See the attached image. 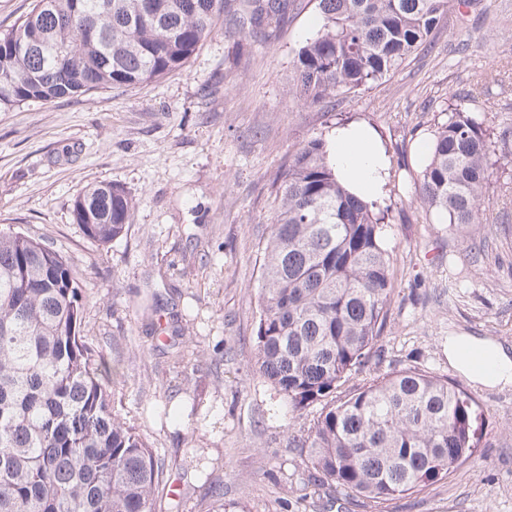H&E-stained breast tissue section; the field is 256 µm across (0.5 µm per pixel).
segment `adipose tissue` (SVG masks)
Masks as SVG:
<instances>
[{
    "label": "adipose tissue",
    "mask_w": 512,
    "mask_h": 512,
    "mask_svg": "<svg viewBox=\"0 0 512 512\" xmlns=\"http://www.w3.org/2000/svg\"><path fill=\"white\" fill-rule=\"evenodd\" d=\"M328 146L336 178L351 193L365 199L383 195L390 163L368 126L361 123L339 126ZM448 363L480 385L512 386V355L493 340L449 337Z\"/></svg>",
    "instance_id": "obj_1"
}]
</instances>
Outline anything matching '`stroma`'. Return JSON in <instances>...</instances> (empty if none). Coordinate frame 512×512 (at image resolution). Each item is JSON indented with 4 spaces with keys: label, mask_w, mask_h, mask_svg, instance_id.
<instances>
[{
    "label": "stroma",
    "mask_w": 512,
    "mask_h": 512,
    "mask_svg": "<svg viewBox=\"0 0 512 512\" xmlns=\"http://www.w3.org/2000/svg\"><path fill=\"white\" fill-rule=\"evenodd\" d=\"M296 0L265 42L223 26L186 67L133 89H99L0 112V226L43 239L82 273L81 334L117 369L112 408L164 464L157 512H512V387L448 365L452 335L512 353V0L451 8L427 47L369 89L307 108L288 93L313 36ZM486 110L494 176L485 223L453 230L411 201L416 140L451 106ZM374 127L391 161L384 197L393 293L367 366L346 389L394 370L427 371L472 400L478 445L443 480L384 506L320 482L290 439L291 412L255 368L258 248L270 184L305 140L340 121ZM123 185L135 207L106 245L74 224L89 185ZM224 487L223 498L207 493Z\"/></svg>",
    "instance_id": "1"
}]
</instances>
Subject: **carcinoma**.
Returning a JSON list of instances; mask_svg holds the SVG:
<instances>
[{
	"mask_svg": "<svg viewBox=\"0 0 512 512\" xmlns=\"http://www.w3.org/2000/svg\"><path fill=\"white\" fill-rule=\"evenodd\" d=\"M0 34V112L28 102L135 88L182 69L224 14V36L269 39L290 0H48ZM465 0H317L320 27L293 57L295 98L322 108L398 69ZM413 179V200L465 229L483 223L492 177L484 119L453 108ZM258 279L256 365L295 411L320 407L293 436L311 466L377 504L430 485L473 455L471 399L416 369L369 380L364 366L392 293L385 214L350 194L326 141L304 142L274 180ZM134 199L87 187L73 220L120 238ZM82 278L58 250L0 228V512H155L163 464L112 412V371L80 335Z\"/></svg>",
	"mask_w": 512,
	"mask_h": 512,
	"instance_id": "cac0c4a2",
	"label": "carcinoma"
}]
</instances>
